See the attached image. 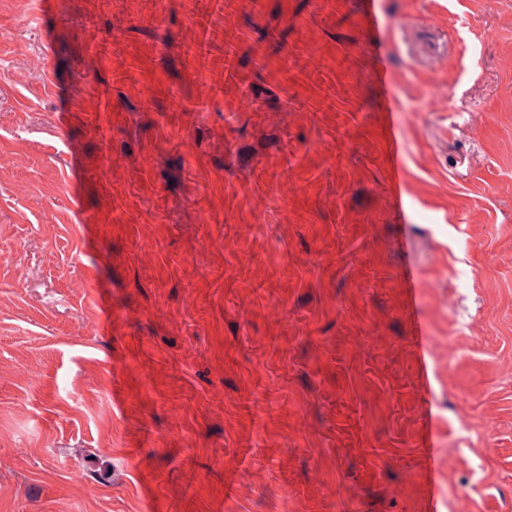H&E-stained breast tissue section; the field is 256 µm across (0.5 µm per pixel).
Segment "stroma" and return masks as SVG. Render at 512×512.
I'll return each mask as SVG.
<instances>
[{"label":"stroma","instance_id":"stroma-1","mask_svg":"<svg viewBox=\"0 0 512 512\" xmlns=\"http://www.w3.org/2000/svg\"><path fill=\"white\" fill-rule=\"evenodd\" d=\"M0 512H512V0H0Z\"/></svg>","mask_w":512,"mask_h":512}]
</instances>
